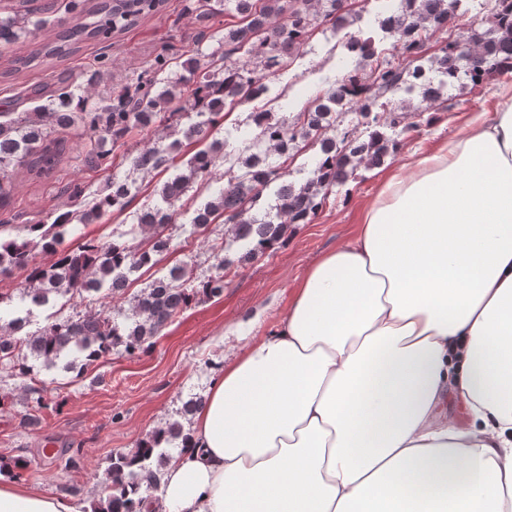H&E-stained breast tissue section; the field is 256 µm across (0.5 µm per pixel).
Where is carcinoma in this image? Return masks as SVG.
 Here are the masks:
<instances>
[{"mask_svg":"<svg viewBox=\"0 0 512 512\" xmlns=\"http://www.w3.org/2000/svg\"><path fill=\"white\" fill-rule=\"evenodd\" d=\"M164 0H67L64 14L50 17L55 7L39 16L26 7L27 0L0 14V45L24 47L49 26L62 28L29 53L12 59L20 71L48 61L76 54L88 41L107 39L138 18L155 12ZM346 0H195L197 19L205 21L228 9L240 23L224 28L220 37L203 30L193 36L194 49L179 64L175 75H166L171 57L164 51L155 55L135 81L97 92L104 70L112 58L102 52L98 66L83 73L84 83L58 78V88L39 89L42 103L31 110L6 112L0 120V211L11 203L13 176L21 168L38 175L49 173L58 162L51 148L54 135L76 125L90 133L85 144L87 165L100 171L112 169V149L135 130L164 127L166 134L132 158V169L143 174L178 167L179 158L191 146L196 151L180 171L161 189V202L144 209L137 218L143 237L132 246L118 237L101 242L88 240L74 250L59 249L73 223L93 224L105 215L128 205L130 188L114 177L105 188L86 192L77 184L70 198L75 211L57 210L45 218L23 225L25 236L0 240V274L26 272L19 289L20 300L46 307L58 299L76 295L93 300L106 288L112 293L125 290L129 275L157 264L169 249L164 228L174 223L175 205L199 181L211 178L224 162V143L212 132L224 119V108L252 99L253 85L265 73L283 68L293 53L304 46L314 31L329 24L337 32L354 16ZM462 0H400L392 23L384 29L397 36L398 63H371L375 52L362 54L359 67L347 74L332 91L319 94L313 105L288 124L276 121L268 112H254L251 120L259 133L246 140L244 172L232 174L210 199L194 213L192 224L204 229L219 217L232 225V242L239 256L220 259L218 272L200 281L187 268L176 265L168 273L133 296L131 314L122 323L104 310L59 316L40 330L22 332L27 320H4V307L13 298L0 293V370L26 377L34 366L58 365L82 374L117 347L129 353L146 351L153 339L181 310L203 299L224 293V278L234 264L249 263L282 243L288 228L307 224L325 205L333 188L345 184L363 165H381L397 152L399 142L377 129L346 130L330 136L327 130L343 122L344 105L378 125L397 127L403 115L386 109L380 98L401 88L418 89L424 111L443 99L453 80L470 79L477 86L492 77L512 72V0H496L495 24L472 31L467 38L448 42L431 60L419 64L425 40L457 17ZM311 144L319 146L305 182H283L276 190L273 217L262 220L251 211L263 191L281 178L269 159L273 155L296 156ZM41 249L55 256L53 263H33V252ZM188 432L179 423L158 428L131 453L118 452L100 475L106 484L104 496L92 505V512H141L146 498L158 492L159 475L171 459V448L184 447Z\"/></svg>","mask_w":512,"mask_h":512,"instance_id":"carcinoma-1","label":"carcinoma"}]
</instances>
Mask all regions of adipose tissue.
Returning <instances> with one entry per match:
<instances>
[{
    "mask_svg": "<svg viewBox=\"0 0 512 512\" xmlns=\"http://www.w3.org/2000/svg\"><path fill=\"white\" fill-rule=\"evenodd\" d=\"M235 324L144 512H512V87ZM0 512H81L0 482Z\"/></svg>",
    "mask_w": 512,
    "mask_h": 512,
    "instance_id": "ef3b65f1",
    "label": "adipose tissue"
}]
</instances>
